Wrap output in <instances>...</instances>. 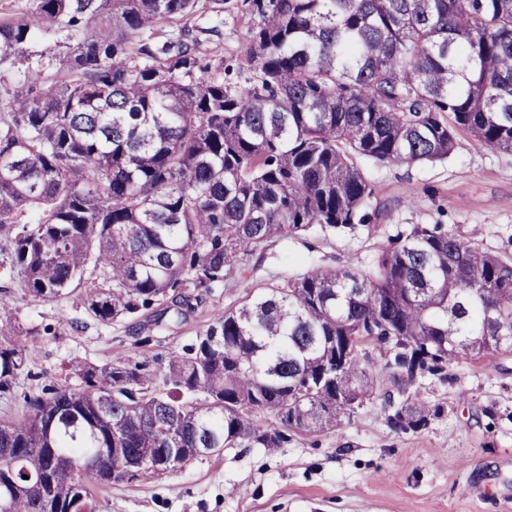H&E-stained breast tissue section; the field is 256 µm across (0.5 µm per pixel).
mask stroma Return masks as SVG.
<instances>
[{
	"mask_svg": "<svg viewBox=\"0 0 512 512\" xmlns=\"http://www.w3.org/2000/svg\"><path fill=\"white\" fill-rule=\"evenodd\" d=\"M253 19L246 0H200L186 22L162 23L168 36L189 28L197 51L224 61L237 81L249 69L243 50ZM361 168L375 195L368 226L336 236L320 227L271 240L241 277L202 296L186 317L165 313L161 324L104 326L71 301L30 296L18 279L0 278V304L29 334L33 371L45 381L78 384L73 364L101 365L129 356L157 369L191 343L215 309L314 268L369 269L391 236L412 224H445L485 250L512 259V154L457 137L448 160ZM76 328H59L60 319ZM376 365L375 399L338 427L315 434L289 431L283 447L226 448L158 477L118 481L99 492L96 512H512V354L449 365L445 378L425 379L421 392L435 414L426 429L401 432L382 411L395 393Z\"/></svg>",
	"mask_w": 512,
	"mask_h": 512,
	"instance_id": "35a3bbf8",
	"label": "stroma"
}]
</instances>
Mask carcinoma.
I'll list each match as a JSON object with an SVG mask.
<instances>
[{
	"label": "carcinoma",
	"instance_id": "cac0c4a2",
	"mask_svg": "<svg viewBox=\"0 0 512 512\" xmlns=\"http://www.w3.org/2000/svg\"><path fill=\"white\" fill-rule=\"evenodd\" d=\"M196 8L33 0L0 17V61H28L51 20L94 24L65 44L61 79L30 64L0 105V268L29 295L72 297L103 325L168 299L180 315L179 289L213 292L275 238L365 226L358 157L442 162L460 132L512 154V0H249L244 84L181 39L145 42ZM27 334L0 318V392L28 368ZM378 346L408 399L385 398L387 423L424 430L420 381L512 353V260L412 224L366 271L313 269L216 310L162 370L129 356L30 391L0 421V512H94L97 490L140 478L132 460L160 476L200 448L332 429L374 396Z\"/></svg>",
	"mask_w": 512,
	"mask_h": 512
}]
</instances>
